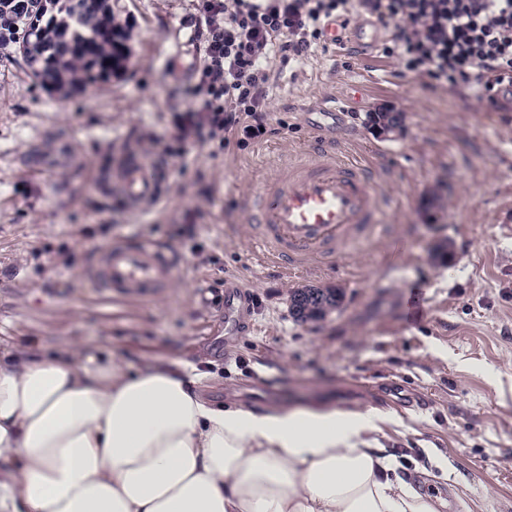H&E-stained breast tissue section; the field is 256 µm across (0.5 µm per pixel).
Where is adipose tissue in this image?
<instances>
[{
	"label": "adipose tissue",
	"instance_id": "obj_1",
	"mask_svg": "<svg viewBox=\"0 0 512 512\" xmlns=\"http://www.w3.org/2000/svg\"><path fill=\"white\" fill-rule=\"evenodd\" d=\"M199 376L0 356V512H444L363 442L389 414L211 403Z\"/></svg>",
	"mask_w": 512,
	"mask_h": 512
}]
</instances>
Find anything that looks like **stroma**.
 I'll use <instances>...</instances> for the list:
<instances>
[{
	"label": "stroma",
	"instance_id": "1",
	"mask_svg": "<svg viewBox=\"0 0 512 512\" xmlns=\"http://www.w3.org/2000/svg\"><path fill=\"white\" fill-rule=\"evenodd\" d=\"M110 2L131 55L108 81L63 99L0 59V352L77 347L134 373H199L204 396L227 407L250 405L247 386L264 384L268 400L292 406L375 407L393 421L374 444L444 497L447 512H512V236L502 234L512 226V112L493 111L474 88L403 74L384 52L391 26L361 59L320 47L274 63L273 134L177 156L165 147L195 65L188 53L170 58L169 43L194 17L193 0ZM322 106L343 110L345 153L382 170L388 231L334 267L286 274L253 248L241 202L263 162L303 145L306 114ZM386 108L401 113V135L372 130L369 113ZM38 141L67 145L78 165L23 172L20 158ZM130 151L171 168L163 202L140 214L112 196L115 165ZM141 239L188 262L166 293L111 300L83 288L95 252ZM228 277L250 303L221 354L212 346L224 321L211 300ZM306 285L340 288L341 306L296 320L290 294ZM391 381L428 408H400L385 392Z\"/></svg>",
	"mask_w": 512,
	"mask_h": 512
}]
</instances>
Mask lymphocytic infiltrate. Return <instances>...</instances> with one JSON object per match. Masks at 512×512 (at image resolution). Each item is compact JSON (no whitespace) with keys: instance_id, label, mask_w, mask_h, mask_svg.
<instances>
[{"instance_id":"obj_1","label":"lymphocytic infiltrate","mask_w":512,"mask_h":512,"mask_svg":"<svg viewBox=\"0 0 512 512\" xmlns=\"http://www.w3.org/2000/svg\"><path fill=\"white\" fill-rule=\"evenodd\" d=\"M195 11L204 62L170 133L183 148L259 137L268 125L270 56L304 60L321 44L328 19L359 12L396 25L404 72L452 86L479 87L485 73L512 82V0H196Z\"/></svg>"}]
</instances>
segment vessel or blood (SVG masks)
<instances>
[{"mask_svg": "<svg viewBox=\"0 0 512 512\" xmlns=\"http://www.w3.org/2000/svg\"><path fill=\"white\" fill-rule=\"evenodd\" d=\"M383 34V26L371 20L351 28L335 19L325 24L323 40L343 50H368L377 46ZM323 115V121L308 120L310 137L304 146L269 165L259 186L243 201L255 247L288 272L312 262L334 265L381 231L384 200L378 193L376 171L346 155L335 132L325 126V119L336 118V110H324ZM65 161V155L36 146L21 158L25 170L38 174L50 173ZM163 175V168L127 155L118 165L114 190L134 210L143 202L159 201ZM186 267L183 256L164 251L152 241L122 242L95 255L82 280L85 288L96 293L143 298L162 292ZM246 301L243 285L225 279L224 297L218 303L225 335L237 334Z\"/></svg>", "mask_w": 512, "mask_h": 512, "instance_id": "obj_1", "label": "vessel or blood"}]
</instances>
